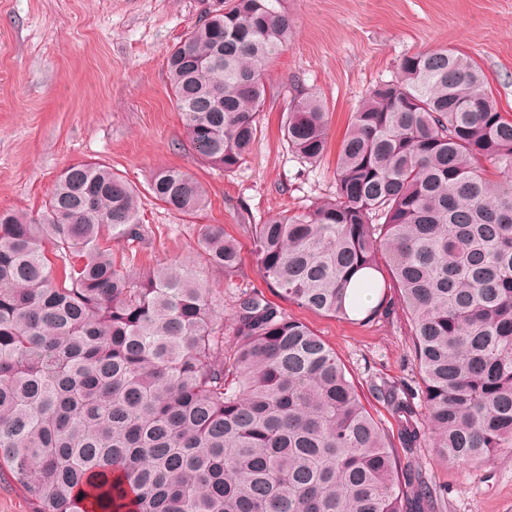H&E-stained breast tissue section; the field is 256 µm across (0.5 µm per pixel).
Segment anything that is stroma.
I'll list each match as a JSON object with an SVG mask.
<instances>
[{
	"label": "stroma",
	"instance_id": "35a3bbf8",
	"mask_svg": "<svg viewBox=\"0 0 512 512\" xmlns=\"http://www.w3.org/2000/svg\"><path fill=\"white\" fill-rule=\"evenodd\" d=\"M218 3L0 0V209L37 214L65 168L109 166L140 190L145 229L138 244L104 237L117 263L142 272L191 260L202 224L222 225L238 242L241 269L233 280L197 266L216 310L228 317L239 286L279 301L258 272L245 225L333 196L351 114L374 86L395 78L403 56L438 48L464 54L512 115V0H281L294 38L269 67L270 95L252 151L234 171L210 168L186 141L166 58ZM304 93L327 109L328 146L314 166L292 154L281 131L289 102ZM171 167L204 184L207 204L196 216L168 211L149 194L155 172ZM283 309L335 350L372 415L397 437L399 423L372 387L415 382L400 308L367 324L288 302ZM412 460L447 489L442 512H512V448L460 465L444 462L428 439Z\"/></svg>",
	"mask_w": 512,
	"mask_h": 512
}]
</instances>
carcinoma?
<instances>
[{
    "instance_id": "obj_1",
    "label": "carcinoma",
    "mask_w": 512,
    "mask_h": 512,
    "mask_svg": "<svg viewBox=\"0 0 512 512\" xmlns=\"http://www.w3.org/2000/svg\"><path fill=\"white\" fill-rule=\"evenodd\" d=\"M279 2L229 0L167 59L188 143L225 172L246 160L293 38ZM282 128L303 162L322 158L320 99L294 98ZM150 190L183 215L206 201L178 168ZM138 204L110 167L77 163L41 215L0 210V464L32 512H436L446 490L401 464L309 326L251 288L226 329L194 264L113 261L103 233L142 239ZM247 232L267 287L301 308L368 323L380 309L361 291L398 294L418 390L375 391L403 450L430 434L466 465L512 448V117L467 57H403L352 113L335 196ZM196 252L240 270L218 224L200 225Z\"/></svg>"
}]
</instances>
